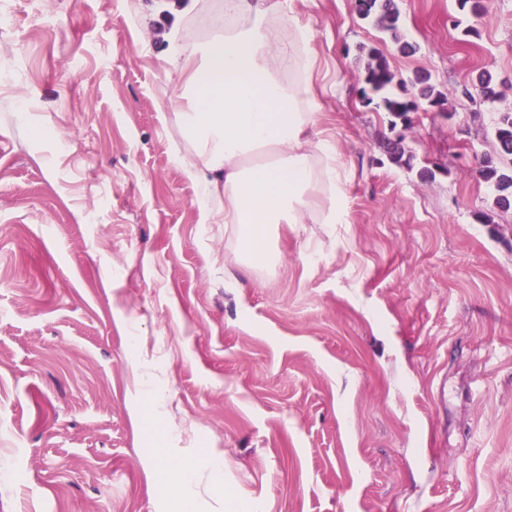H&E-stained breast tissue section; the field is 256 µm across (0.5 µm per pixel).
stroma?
I'll return each mask as SVG.
<instances>
[{
	"label": "stroma",
	"instance_id": "stroma-1",
	"mask_svg": "<svg viewBox=\"0 0 512 512\" xmlns=\"http://www.w3.org/2000/svg\"><path fill=\"white\" fill-rule=\"evenodd\" d=\"M395 4L407 54L293 0L347 221L278 225L267 269L173 158L166 0H0V512H175L196 486L147 457L213 452L251 512H512V208L476 173L512 0ZM362 44L443 105L365 104Z\"/></svg>",
	"mask_w": 512,
	"mask_h": 512
}]
</instances>
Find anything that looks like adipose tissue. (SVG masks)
<instances>
[{"label": "adipose tissue", "mask_w": 512, "mask_h": 512, "mask_svg": "<svg viewBox=\"0 0 512 512\" xmlns=\"http://www.w3.org/2000/svg\"><path fill=\"white\" fill-rule=\"evenodd\" d=\"M286 2L224 0L223 28L192 53L167 60L180 81L165 102L187 144L175 161L200 188L210 223L232 225L249 266L273 262L276 225L339 224L344 216L343 161L317 130L321 104L305 53L311 29L287 12ZM283 52L292 72L285 81L277 67ZM161 468L178 483L207 479L206 496L185 500L182 512H211L225 496L219 457L194 468Z\"/></svg>", "instance_id": "ef3b65f1"}]
</instances>
